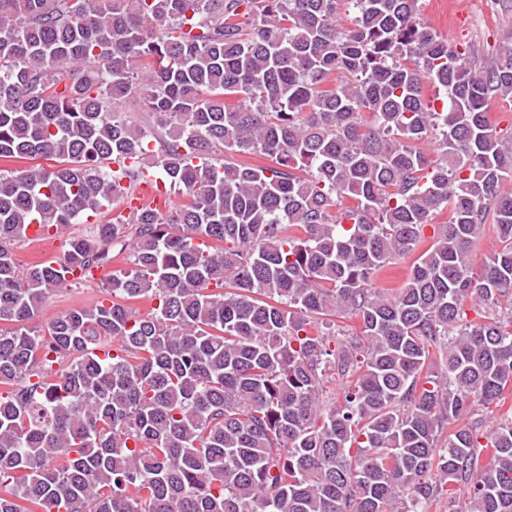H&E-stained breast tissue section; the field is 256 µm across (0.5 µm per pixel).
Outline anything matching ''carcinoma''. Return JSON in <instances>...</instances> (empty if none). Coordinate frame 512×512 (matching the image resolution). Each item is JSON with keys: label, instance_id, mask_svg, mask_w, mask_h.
<instances>
[{"label": "carcinoma", "instance_id": "carcinoma-1", "mask_svg": "<svg viewBox=\"0 0 512 512\" xmlns=\"http://www.w3.org/2000/svg\"><path fill=\"white\" fill-rule=\"evenodd\" d=\"M511 102L512 48L419 0H0V160L52 161L0 170V512H512ZM147 165L186 199L20 267ZM114 250L106 298L29 326ZM412 258L400 260L385 267L379 274L376 286L380 288H399L407 277Z\"/></svg>", "mask_w": 512, "mask_h": 512}]
</instances>
